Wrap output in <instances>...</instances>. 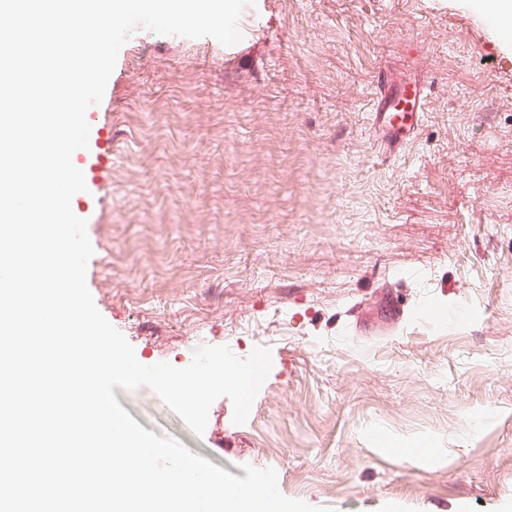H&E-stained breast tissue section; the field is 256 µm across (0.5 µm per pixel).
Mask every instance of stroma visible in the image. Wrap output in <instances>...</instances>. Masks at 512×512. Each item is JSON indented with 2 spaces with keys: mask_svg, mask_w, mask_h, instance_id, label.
Instances as JSON below:
<instances>
[{
  "mask_svg": "<svg viewBox=\"0 0 512 512\" xmlns=\"http://www.w3.org/2000/svg\"><path fill=\"white\" fill-rule=\"evenodd\" d=\"M478 2L253 0L232 46L132 31L94 303L144 364L272 355L247 421L219 398L200 437L116 390L144 429L331 512H512V37ZM381 70L429 85L386 156Z\"/></svg>",
  "mask_w": 512,
  "mask_h": 512,
  "instance_id": "stroma-1",
  "label": "stroma"
}]
</instances>
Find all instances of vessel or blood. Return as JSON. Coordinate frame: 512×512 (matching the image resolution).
Returning a JSON list of instances; mask_svg holds the SVG:
<instances>
[{
	"mask_svg": "<svg viewBox=\"0 0 512 512\" xmlns=\"http://www.w3.org/2000/svg\"><path fill=\"white\" fill-rule=\"evenodd\" d=\"M427 95L428 87L422 79L399 81L386 71L378 72L374 122L381 134L380 148L383 153L393 152L398 144L413 135L416 125L409 121L408 115L422 112ZM86 119L90 127L104 134L106 123L100 106H91L86 113ZM110 154L111 139L105 134L94 164H84L83 151L74 153V160L82 164L81 170L86 184H94L100 169L107 165Z\"/></svg>",
	"mask_w": 512,
	"mask_h": 512,
	"instance_id": "1",
	"label": "vessel or blood"
}]
</instances>
